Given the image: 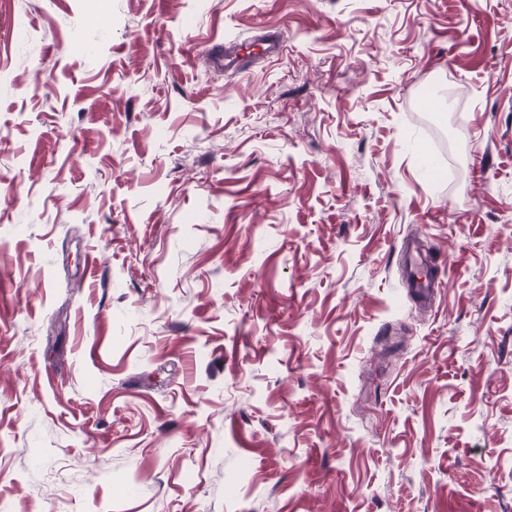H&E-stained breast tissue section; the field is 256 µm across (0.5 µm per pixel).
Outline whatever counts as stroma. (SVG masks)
Returning <instances> with one entry per match:
<instances>
[{
  "label": "stroma",
  "mask_w": 512,
  "mask_h": 512,
  "mask_svg": "<svg viewBox=\"0 0 512 512\" xmlns=\"http://www.w3.org/2000/svg\"><path fill=\"white\" fill-rule=\"evenodd\" d=\"M0 278L6 512H512V0H0ZM248 44L260 45L261 52H246L244 47ZM285 45L276 31H261L243 42L224 43L214 47L212 63L227 71H244L249 68L257 58L278 57L284 51Z\"/></svg>",
  "instance_id": "1"
}]
</instances>
